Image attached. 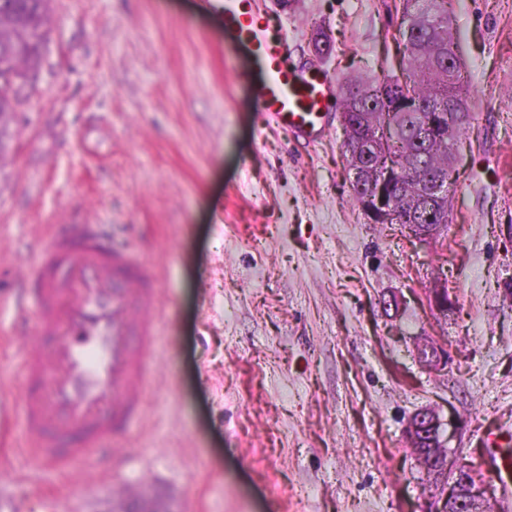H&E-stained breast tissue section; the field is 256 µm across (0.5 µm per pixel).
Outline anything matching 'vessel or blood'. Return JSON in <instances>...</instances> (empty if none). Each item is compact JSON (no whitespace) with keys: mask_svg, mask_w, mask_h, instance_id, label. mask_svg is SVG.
<instances>
[{"mask_svg":"<svg viewBox=\"0 0 512 512\" xmlns=\"http://www.w3.org/2000/svg\"><path fill=\"white\" fill-rule=\"evenodd\" d=\"M224 27L226 50L245 57L265 121L313 143L336 100L332 74L286 64L287 40L253 0H200ZM30 294L43 343L21 358V440L42 467L93 464V448L123 438L141 413L154 347L158 280L133 250L113 246L94 224L52 232Z\"/></svg>","mask_w":512,"mask_h":512,"instance_id":"vessel-or-blood-1","label":"vessel or blood"}]
</instances>
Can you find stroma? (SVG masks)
<instances>
[{
    "mask_svg": "<svg viewBox=\"0 0 512 512\" xmlns=\"http://www.w3.org/2000/svg\"><path fill=\"white\" fill-rule=\"evenodd\" d=\"M309 68L392 59L394 0H256ZM197 0H51L33 88L0 155V376L29 340L9 304L51 224H98L157 276L142 418L102 468L37 470L0 421V512H424L405 442L437 409L492 480L482 438L512 432V0H453L474 88L446 239L351 203L339 109L317 144L268 124L245 60ZM453 300L431 310L437 282ZM402 300L384 309L388 294ZM448 353L426 369L414 345Z\"/></svg>",
    "mask_w": 512,
    "mask_h": 512,
    "instance_id": "stroma-1",
    "label": "stroma"
}]
</instances>
